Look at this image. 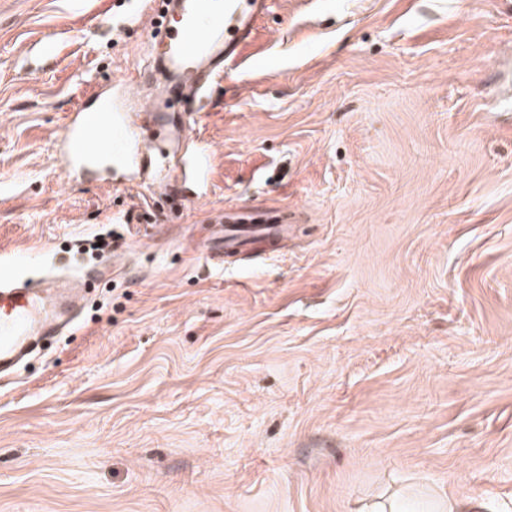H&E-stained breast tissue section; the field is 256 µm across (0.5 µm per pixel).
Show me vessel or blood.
I'll return each mask as SVG.
<instances>
[{"instance_id": "vessel-or-blood-1", "label": "vessel or blood", "mask_w": 512, "mask_h": 512, "mask_svg": "<svg viewBox=\"0 0 512 512\" xmlns=\"http://www.w3.org/2000/svg\"><path fill=\"white\" fill-rule=\"evenodd\" d=\"M152 36L146 62L135 82L162 84L155 105H132L117 89L99 94L98 104L78 108L69 134L58 146L68 171H89L99 156L111 154L130 175L151 160L146 132L168 129L178 134L177 107L202 101L224 72V65L253 35L254 23L266 0H144ZM210 154L199 147L181 169L183 179L205 181ZM288 235L284 224H251L225 233L224 251L235 254L247 244L262 242L279 249ZM77 303L53 281L29 287L18 272L0 269V375L9 373L36 342L57 335L75 319Z\"/></svg>"}]
</instances>
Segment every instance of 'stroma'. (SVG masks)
Returning <instances> with one entry per match:
<instances>
[{"label":"stroma","mask_w":512,"mask_h":512,"mask_svg":"<svg viewBox=\"0 0 512 512\" xmlns=\"http://www.w3.org/2000/svg\"><path fill=\"white\" fill-rule=\"evenodd\" d=\"M150 36L0 0V262L106 271L0 381V512H512V0H270L186 130L197 202L54 150ZM241 213L287 247L213 264ZM210 153L204 145L199 146L198 150L188 160L183 162L180 168L182 177L187 180H198L201 184H206V173L209 164Z\"/></svg>","instance_id":"35a3bbf8"}]
</instances>
